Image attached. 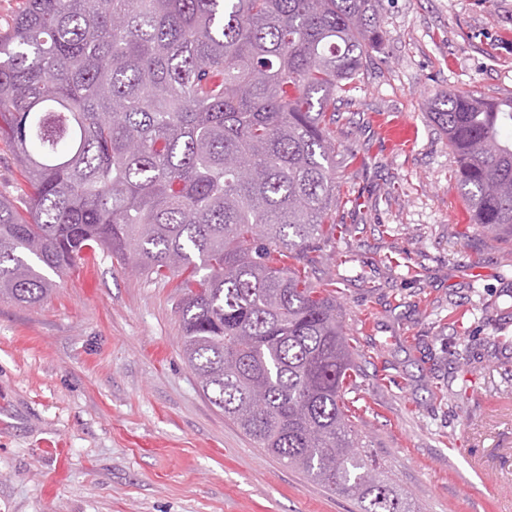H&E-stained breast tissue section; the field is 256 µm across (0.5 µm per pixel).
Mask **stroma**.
<instances>
[{
	"label": "stroma",
	"instance_id": "1",
	"mask_svg": "<svg viewBox=\"0 0 512 512\" xmlns=\"http://www.w3.org/2000/svg\"><path fill=\"white\" fill-rule=\"evenodd\" d=\"M338 102L334 283L358 428L421 512H512V244L472 226L427 103L512 98V0H382ZM175 281L105 250L0 300V512H357L257 448L181 355Z\"/></svg>",
	"mask_w": 512,
	"mask_h": 512
}]
</instances>
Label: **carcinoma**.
<instances>
[{
    "mask_svg": "<svg viewBox=\"0 0 512 512\" xmlns=\"http://www.w3.org/2000/svg\"><path fill=\"white\" fill-rule=\"evenodd\" d=\"M380 0H23L0 32V299L29 306L109 251L179 279L210 403L360 512H417L357 450L349 338L310 273L336 234V100L382 43ZM471 223L512 241V99L429 103ZM20 187H26L20 169L11 153L0 144V193L19 199Z\"/></svg>",
    "mask_w": 512,
    "mask_h": 512,
    "instance_id": "carcinoma-1",
    "label": "carcinoma"
}]
</instances>
